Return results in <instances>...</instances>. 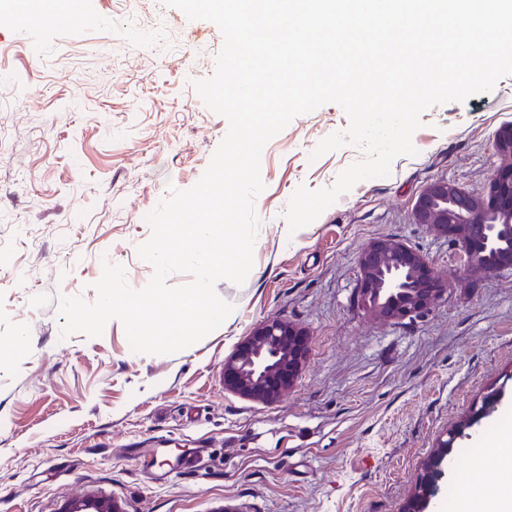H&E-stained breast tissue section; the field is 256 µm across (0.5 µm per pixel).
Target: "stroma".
Returning <instances> with one entry per match:
<instances>
[{"label":"stroma","mask_w":512,"mask_h":512,"mask_svg":"<svg viewBox=\"0 0 512 512\" xmlns=\"http://www.w3.org/2000/svg\"><path fill=\"white\" fill-rule=\"evenodd\" d=\"M76 4L91 25L0 24V512L99 499L124 512H404L439 441L494 390V412L454 443L436 503L467 478L497 484L498 452L477 439L512 406V268L467 272L460 245L415 223L413 206L432 180L478 192L492 179L512 75L425 111L416 155L292 233L294 191L332 186L365 158L352 144L315 155L348 127L338 104L296 117L261 155L253 268L216 285L231 320L182 351L140 354L117 320L63 336L59 298L94 301L106 261L132 288L151 279L138 254L147 214L196 184L229 129L192 86L213 75L223 36L162 0ZM378 237L448 282L423 316L382 323L358 305L357 256ZM267 319L311 334L296 387L272 406L221 378ZM154 448L198 461L164 483L138 461Z\"/></svg>","instance_id":"1"}]
</instances>
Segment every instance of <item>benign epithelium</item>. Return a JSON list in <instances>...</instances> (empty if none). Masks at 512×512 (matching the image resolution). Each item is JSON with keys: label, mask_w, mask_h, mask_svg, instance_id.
Segmentation results:
<instances>
[{"label": "benign epithelium", "mask_w": 512, "mask_h": 512, "mask_svg": "<svg viewBox=\"0 0 512 512\" xmlns=\"http://www.w3.org/2000/svg\"><path fill=\"white\" fill-rule=\"evenodd\" d=\"M500 158L493 178L479 195L468 193L447 179L429 182L413 209L414 220L462 245L467 268L488 275L512 267V255L496 262L489 253L505 238L512 237V224H489L494 212L512 210V125H501L493 137ZM484 227V236L472 239L465 227ZM357 289L361 308L373 319L397 323L421 316L447 293L448 283L436 278L428 259L399 238L370 241L359 253ZM309 332L283 319L257 323L250 334L224 359V390L241 398L272 406L293 389L307 363ZM444 439L417 480L411 512H426L436 492L427 488L426 477L445 475L440 469L456 434Z\"/></svg>", "instance_id": "7a95c632"}]
</instances>
